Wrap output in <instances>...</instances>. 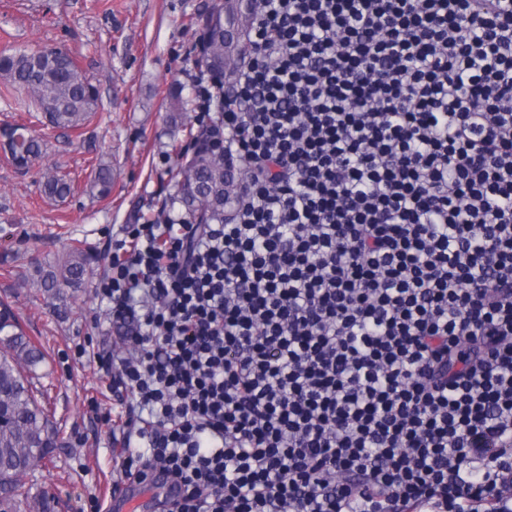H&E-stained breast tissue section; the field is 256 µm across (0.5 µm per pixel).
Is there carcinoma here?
I'll use <instances>...</instances> for the list:
<instances>
[{
	"label": "carcinoma",
	"instance_id": "carcinoma-1",
	"mask_svg": "<svg viewBox=\"0 0 512 512\" xmlns=\"http://www.w3.org/2000/svg\"><path fill=\"white\" fill-rule=\"evenodd\" d=\"M224 53V43L213 39L201 46L198 66L211 73V61ZM0 74L30 93L49 125L77 129L99 111L94 86L73 58L61 49L3 50ZM8 150L12 162L29 165L42 154V143L23 126L10 128ZM95 187L104 195L112 187V169L100 167ZM44 193L65 199L71 193L69 181L49 174ZM176 204L195 224L224 222V156L218 151L197 154L178 173L175 191L160 209L169 212ZM92 257L72 247L65 257L41 275V286L80 288ZM42 351L25 336L6 310L0 311V512H19V478L49 458L60 430L38 401L24 371L35 369Z\"/></svg>",
	"mask_w": 512,
	"mask_h": 512
}]
</instances>
